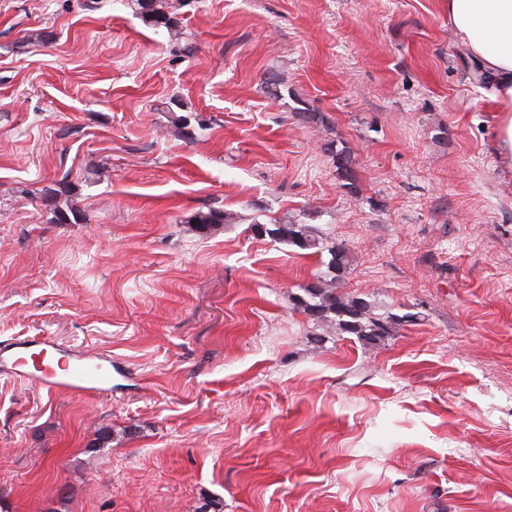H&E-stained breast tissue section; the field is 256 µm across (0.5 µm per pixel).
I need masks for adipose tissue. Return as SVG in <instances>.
<instances>
[{
	"instance_id": "1",
	"label": "adipose tissue",
	"mask_w": 512,
	"mask_h": 512,
	"mask_svg": "<svg viewBox=\"0 0 512 512\" xmlns=\"http://www.w3.org/2000/svg\"><path fill=\"white\" fill-rule=\"evenodd\" d=\"M448 18L488 79L486 95L499 109L497 155L512 168V0H448Z\"/></svg>"
}]
</instances>
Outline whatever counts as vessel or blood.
Listing matches in <instances>:
<instances>
[{
    "label": "vessel or blood",
    "instance_id": "1",
    "mask_svg": "<svg viewBox=\"0 0 512 512\" xmlns=\"http://www.w3.org/2000/svg\"><path fill=\"white\" fill-rule=\"evenodd\" d=\"M0 372L54 393L93 398L112 394L111 356H91L40 337L1 344Z\"/></svg>",
    "mask_w": 512,
    "mask_h": 512
}]
</instances>
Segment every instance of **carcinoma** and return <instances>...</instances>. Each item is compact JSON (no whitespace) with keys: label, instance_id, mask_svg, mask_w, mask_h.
I'll use <instances>...</instances> for the list:
<instances>
[{"label":"carcinoma","instance_id":"cac0c4a2","mask_svg":"<svg viewBox=\"0 0 512 512\" xmlns=\"http://www.w3.org/2000/svg\"><path fill=\"white\" fill-rule=\"evenodd\" d=\"M135 2L138 14L147 25L170 31L180 27V18L169 10L166 0ZM177 106L179 103L171 100L163 103L160 111L171 114V122L178 133L191 142L196 139V127L192 120L198 119V116L191 113L178 115L175 111ZM327 151L333 156L336 175L342 182V187L354 191L357 179L349 150L330 144ZM42 193L49 207L51 223L77 224L81 221V216L72 206L62 203V199L70 193L68 183L59 181L56 187L45 188ZM233 219V214L224 209L209 206L207 210L196 213L193 223L196 224L197 232L206 235L215 226L229 224ZM250 231L257 238H268L313 254L329 255L325 270L315 274L310 282L299 287V293L292 296L293 310L307 318L309 342L319 345L323 343L325 336L332 333L336 336H354L358 341L374 346L394 335L402 324L419 320L417 313H378L373 302L341 291V279L349 266V253L343 245L324 237L316 225L289 220L267 224L255 220L250 225Z\"/></svg>","mask_w":512,"mask_h":512}]
</instances>
